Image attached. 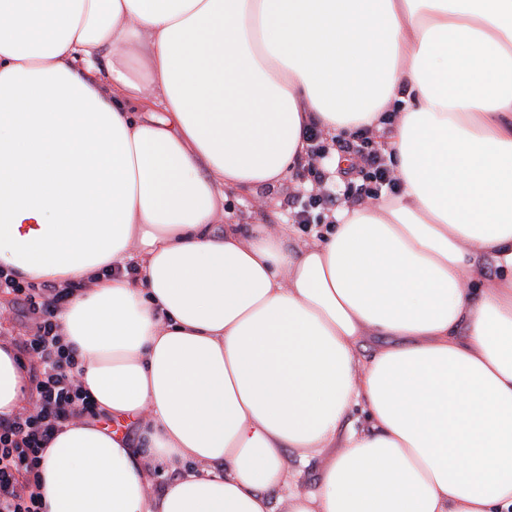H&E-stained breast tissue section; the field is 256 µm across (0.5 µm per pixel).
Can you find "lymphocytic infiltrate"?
Here are the masks:
<instances>
[{"mask_svg": "<svg viewBox=\"0 0 512 512\" xmlns=\"http://www.w3.org/2000/svg\"><path fill=\"white\" fill-rule=\"evenodd\" d=\"M309 141L302 165L319 189L316 193L294 191L283 204L299 225L313 223L314 210H328L337 201L347 207L367 206L378 201L382 188L396 189L399 179L386 161L384 148L375 146L369 133L357 131L339 144L350 157L344 169L346 191L336 199L323 188L318 167L326 154L319 130L306 132ZM0 293L22 304L30 322L27 334L15 346L29 363V379L35 391L32 406L13 417H0V512H42L37 471L42 452L55 431L76 417L99 418L94 401L82 390L74 375L73 351L64 348L56 318L71 294L70 289L51 284L21 283L0 273Z\"/></svg>", "mask_w": 512, "mask_h": 512, "instance_id": "1", "label": "lymphocytic infiltrate"}]
</instances>
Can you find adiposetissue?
<instances>
[{
  "label": "adipose tissue",
  "instance_id": "ef3b65f1",
  "mask_svg": "<svg viewBox=\"0 0 512 512\" xmlns=\"http://www.w3.org/2000/svg\"><path fill=\"white\" fill-rule=\"evenodd\" d=\"M311 125L400 191L234 223ZM0 270L76 285V378L144 444L63 424L42 512H512V0H0Z\"/></svg>",
  "mask_w": 512,
  "mask_h": 512
}]
</instances>
